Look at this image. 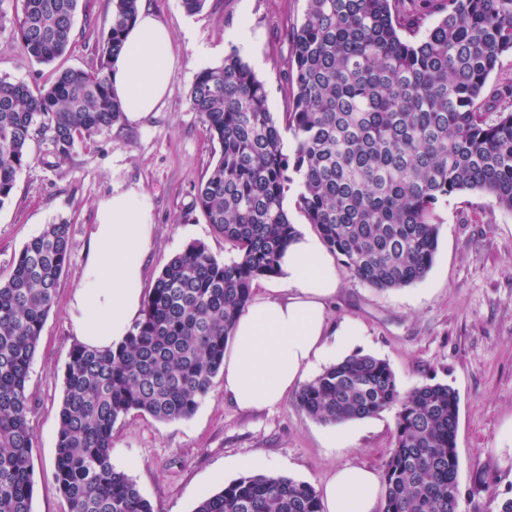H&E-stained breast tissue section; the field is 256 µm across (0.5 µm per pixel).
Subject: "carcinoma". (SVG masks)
Segmentation results:
<instances>
[{"instance_id": "obj_1", "label": "carcinoma", "mask_w": 512, "mask_h": 512, "mask_svg": "<svg viewBox=\"0 0 512 512\" xmlns=\"http://www.w3.org/2000/svg\"><path fill=\"white\" fill-rule=\"evenodd\" d=\"M21 2L17 39L30 58L50 65L73 39L79 0ZM395 2L307 0L290 34L296 92L283 130L264 83L236 50L196 75L191 108L220 150L192 210L235 255L220 261L204 243L188 244L162 267L123 342L108 351L71 347L52 468L68 512H154L113 467L112 428L132 412L163 422L195 413L223 371L254 283L279 274L298 235L288 194L346 272L379 290L427 276L448 198L479 192L512 211V78L486 95L501 56L512 54V0H421L414 18L400 17ZM428 3L438 21L420 37L403 36L420 28ZM138 10L139 0H112L88 68H57L35 90L0 76V208L32 162L35 137L66 158L122 118L109 70ZM70 256L69 225L47 224L0 278V512H32L27 381ZM296 401L324 423L397 409L381 512H458L459 399L448 385L403 392L387 361L356 353L304 384ZM194 512L323 508L310 484L259 473L202 496Z\"/></svg>"}]
</instances>
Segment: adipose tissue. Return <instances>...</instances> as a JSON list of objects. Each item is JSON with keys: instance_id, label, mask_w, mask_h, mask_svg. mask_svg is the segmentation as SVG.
Masks as SVG:
<instances>
[{"instance_id": "ef3b65f1", "label": "adipose tissue", "mask_w": 512, "mask_h": 512, "mask_svg": "<svg viewBox=\"0 0 512 512\" xmlns=\"http://www.w3.org/2000/svg\"><path fill=\"white\" fill-rule=\"evenodd\" d=\"M173 39L153 11L140 8L111 72L112 91L126 119L155 110L173 72ZM154 232L152 210L132 191L99 201L80 286L70 303L76 340L109 349L129 333L143 307V267ZM278 287L258 297L234 327L224 358V392L240 408L285 401L309 369L331 357L328 303L338 287L331 256L309 236L287 249ZM382 482L375 472L347 465L323 486L324 512H377Z\"/></svg>"}]
</instances>
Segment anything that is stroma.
I'll return each instance as SVG.
<instances>
[{"label": "stroma", "mask_w": 512, "mask_h": 512, "mask_svg": "<svg viewBox=\"0 0 512 512\" xmlns=\"http://www.w3.org/2000/svg\"><path fill=\"white\" fill-rule=\"evenodd\" d=\"M173 34L175 63L168 92L154 112L120 120L67 158L35 138L32 163L17 176L11 201L0 208V276L44 225H69L71 259L57 288L33 357L28 391L33 453L32 512H67L52 479L63 373L75 339L69 302L83 272L96 205L114 191L135 190L148 201L154 235L143 286L152 288L162 266L193 241L218 259L231 246L191 209L196 187L219 149L189 91L197 73L220 64L247 27L254 52L244 61L264 83L275 119L293 98L285 72L289 36L303 20L306 0H206L188 13L182 0H147ZM112 0H80L74 37L58 66L86 68L107 29ZM21 0H0V76L35 88L51 66L21 49L13 22ZM438 249L422 282L380 291L337 268L338 291L330 324L359 331L351 353L386 360L401 390L425 383L449 385L459 395L456 435L458 512H499L512 498V211L462 192L441 209ZM395 413L342 423H321L295 397L261 411H244L215 383L188 419L162 422L130 413L112 432V464L136 482L154 512H193L199 499L242 476L241 461L263 457L267 474L322 487L347 464L384 469ZM346 433L343 447L327 436Z\"/></svg>", "instance_id": "1"}]
</instances>
